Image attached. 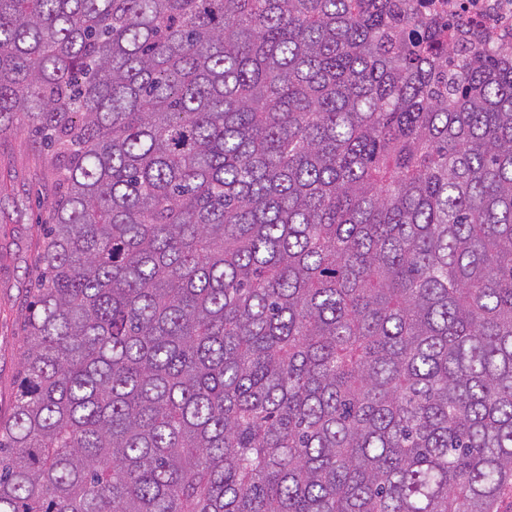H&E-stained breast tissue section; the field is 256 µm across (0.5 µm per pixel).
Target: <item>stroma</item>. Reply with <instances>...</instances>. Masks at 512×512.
Instances as JSON below:
<instances>
[{"label":"stroma","instance_id":"stroma-1","mask_svg":"<svg viewBox=\"0 0 512 512\" xmlns=\"http://www.w3.org/2000/svg\"><path fill=\"white\" fill-rule=\"evenodd\" d=\"M46 155L29 132L0 136V419L10 417L24 324L40 270L36 263L38 221L53 192L44 173Z\"/></svg>","mask_w":512,"mask_h":512}]
</instances>
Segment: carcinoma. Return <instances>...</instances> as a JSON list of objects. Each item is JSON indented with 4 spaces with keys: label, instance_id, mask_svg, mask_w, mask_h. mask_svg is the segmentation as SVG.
Returning <instances> with one entry per match:
<instances>
[{
    "label": "carcinoma",
    "instance_id": "1",
    "mask_svg": "<svg viewBox=\"0 0 512 512\" xmlns=\"http://www.w3.org/2000/svg\"><path fill=\"white\" fill-rule=\"evenodd\" d=\"M414 0H0L55 196L0 512H504L512 50Z\"/></svg>",
    "mask_w": 512,
    "mask_h": 512
}]
</instances>
